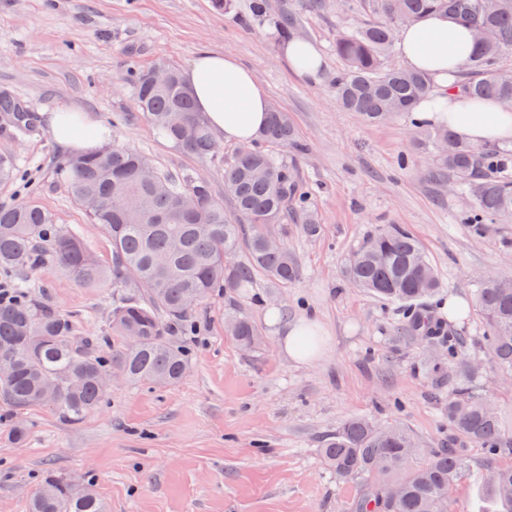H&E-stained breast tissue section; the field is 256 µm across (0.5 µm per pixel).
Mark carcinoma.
Masks as SVG:
<instances>
[{
    "label": "carcinoma",
    "instance_id": "carcinoma-1",
    "mask_svg": "<svg viewBox=\"0 0 512 512\" xmlns=\"http://www.w3.org/2000/svg\"><path fill=\"white\" fill-rule=\"evenodd\" d=\"M382 21L349 27L336 34L342 68L334 87L339 106L368 125L408 115L435 89L424 73L387 68L383 58L396 30L432 13L447 15L475 35L477 51L465 64V76L448 91L470 101L512 104V69L500 65L512 50V0H371ZM300 22L290 14L279 21V40L298 37ZM165 89L152 86L148 71L134 68L128 77L136 106L164 137L185 152L207 157L214 140L197 111L179 69ZM0 110L18 111L16 131L29 130L27 111L0 97ZM434 144L437 167L473 200L463 213L475 234L489 216L512 218V150L480 148L457 139L445 126L422 130ZM276 147L300 148L288 113L270 107V116L256 141L239 146L224 166V197L235 216L224 211L204 180L171 175L154 168L161 191L140 178L152 167L145 155L123 147H105L59 163L73 200L112 245V261L102 265L75 230L59 224L33 200L0 206V269L25 273L50 256L79 284L132 288L112 303L107 330L83 336L77 316L58 309L44 293L35 296L17 282L15 299L0 300V361L12 369L0 377V407L9 415L48 407L62 420L76 424L96 409L107 390L104 373L119 372L125 380L172 385L187 373L189 353L171 336L187 329L193 311L215 293L247 288L254 274L264 273L281 286L301 275L288 249V213L302 215L310 237L321 226L307 209L309 191L295 170L279 161ZM18 177L14 159L0 155V182ZM247 260L233 261L239 249ZM351 284L398 304L412 330L427 321V301L441 282L421 242L400 227L381 230L356 250L344 270ZM497 365L512 373V280L486 278L477 290ZM135 330L139 339L130 343ZM231 336L245 350L261 341L257 326L243 315L229 320ZM427 342L448 347V447L416 462L418 445L399 424L382 427L363 418L340 424L321 448L325 465L343 479L364 480L356 512H452L453 489L466 468V449L473 443L492 455L512 448V427L492 403L464 385L475 365L460 357L456 342L428 329ZM485 487L497 505L512 512V464H492ZM30 512H105L91 485L75 488L68 479L46 474L36 487Z\"/></svg>",
    "mask_w": 512,
    "mask_h": 512
}]
</instances>
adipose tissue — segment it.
Listing matches in <instances>:
<instances>
[{
	"mask_svg": "<svg viewBox=\"0 0 512 512\" xmlns=\"http://www.w3.org/2000/svg\"><path fill=\"white\" fill-rule=\"evenodd\" d=\"M474 41L470 31L445 15H429L400 30L396 47L406 66L425 72L435 83L432 101L415 112L428 123H448L463 140L473 144L512 141V112L497 103L476 105L449 93L448 70L468 58ZM184 80L211 132L229 142L253 141L265 127L269 100L252 72L235 58L204 50L187 68ZM51 134L63 148L82 155L98 151L110 139L109 130L87 112L63 111L50 120ZM328 331L317 317L280 324L278 346L300 365L318 360Z\"/></svg>",
	"mask_w": 512,
	"mask_h": 512,
	"instance_id": "1",
	"label": "adipose tissue"
}]
</instances>
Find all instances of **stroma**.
Returning a JSON list of instances; mask_svg holds the SVG:
<instances>
[{
  "instance_id": "35a3bbf8",
  "label": "stroma",
  "mask_w": 512,
  "mask_h": 512,
  "mask_svg": "<svg viewBox=\"0 0 512 512\" xmlns=\"http://www.w3.org/2000/svg\"><path fill=\"white\" fill-rule=\"evenodd\" d=\"M0 0V91L31 111V132L15 140L0 116V154L14 156L35 182L36 198L58 223L80 232L102 264L111 247L71 198L55 168L67 152L49 129L52 113H94L111 142L142 152L155 166L210 183L224 197V164L236 146L221 141L198 157L159 138L138 112L127 83L130 68L163 62L186 69L198 51L236 57L265 88L270 104L291 116L297 152L277 149L308 184L321 233L293 229L288 247L300 278L281 287L256 275L245 291L202 302L186 376L173 386L112 383L105 403L69 424L52 410L25 413L26 445L11 439L13 420L0 417V512H28L42 475L54 472L91 483L108 512H353L358 481L336 477L323 462L324 438L352 417L403 424L421 458L448 445L447 372L433 373L436 348L407 330L402 310L352 286L343 271L372 233L400 226L425 248L443 287L429 314L445 335L461 339V355L476 362L469 387L492 400L512 423V384L504 383L487 346L477 288L483 277L512 279V219L474 234L460 215L467 196L436 177L433 152L409 118L369 126L336 103L332 81L342 63L339 30L375 20L356 12L314 10L308 0H269L256 19L250 0ZM294 13L303 37L324 60L321 76L305 80L280 56L276 23ZM33 293H48L83 329L108 323L112 287L77 284L53 262L25 273ZM456 295L470 314L448 320L440 305ZM281 319L319 317L330 332L325 356L298 365L278 349L265 313ZM241 313L261 343L246 351L224 328ZM469 470L456 483L453 512H487L481 488L491 456L469 445Z\"/></svg>"
}]
</instances>
